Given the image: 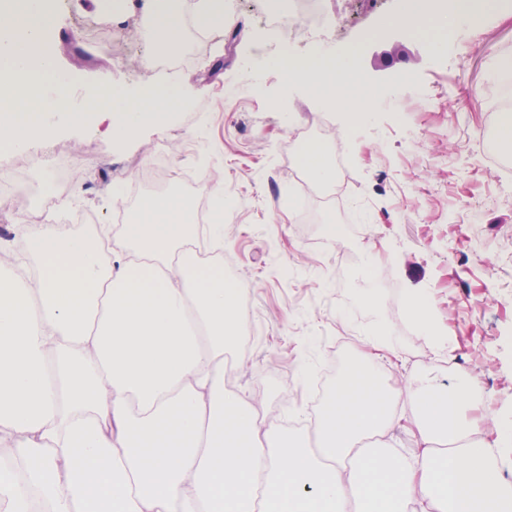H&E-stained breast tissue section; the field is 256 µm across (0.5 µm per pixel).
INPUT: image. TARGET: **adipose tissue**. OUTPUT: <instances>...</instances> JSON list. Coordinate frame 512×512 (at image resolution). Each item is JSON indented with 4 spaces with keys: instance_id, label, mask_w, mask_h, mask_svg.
Returning a JSON list of instances; mask_svg holds the SVG:
<instances>
[{
    "instance_id": "1",
    "label": "adipose tissue",
    "mask_w": 512,
    "mask_h": 512,
    "mask_svg": "<svg viewBox=\"0 0 512 512\" xmlns=\"http://www.w3.org/2000/svg\"><path fill=\"white\" fill-rule=\"evenodd\" d=\"M161 49L181 42L169 0H136ZM44 0H0V142L48 140L57 103L22 116L32 90L59 80ZM283 77L315 99L369 102L354 56H313ZM109 111L79 114L125 139L165 129L185 101L110 91ZM195 216L178 196L145 198L135 219L97 235L48 226L28 260L0 256V512H512L497 469L504 442L477 440L475 382L410 374L407 419L420 452L361 454L385 434L398 393L383 364L354 365L308 433L265 423L252 396L224 388V354L246 313L224 258L198 259Z\"/></svg>"
}]
</instances>
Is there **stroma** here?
<instances>
[{
	"label": "stroma",
	"instance_id": "obj_1",
	"mask_svg": "<svg viewBox=\"0 0 512 512\" xmlns=\"http://www.w3.org/2000/svg\"><path fill=\"white\" fill-rule=\"evenodd\" d=\"M268 2L243 0L223 35L196 38L192 55L156 72L155 48L140 42L143 16L128 0H112L105 11L91 0H49L56 22L48 47L58 69L76 80L71 113L89 109L87 86L122 83L146 92L174 80L189 100L167 130L147 127L121 144L95 127L62 122L51 147L83 161L64 193L70 211L110 223L113 185L131 188L138 162L171 142V173L205 169L237 199L221 230L224 276L244 285L259 326L228 354L236 366L232 389L259 396L266 422L316 418L310 376L344 372L370 351L364 330L386 323L400 349L385 360L388 385L404 390L409 372L427 368L449 386L457 373H470V413L484 441L499 440L512 425V205L497 203L495 175L471 146L493 143L492 107L504 79L492 70L497 58H512V0L453 31L419 34L395 23L400 0H345L346 22L323 46L336 56L356 51L377 92L354 128L345 124L347 106H323L284 81L276 38L260 21ZM464 49L469 65L461 78L456 63ZM404 77L424 100L401 99ZM457 79L462 90L436 94L438 82ZM322 118L344 134L355 192L312 201L305 223L288 203L298 145L292 133L295 124ZM45 180L42 170H30L26 205L0 219V247L35 231L30 215ZM364 251L395 281L373 289L369 302L353 263ZM411 292L433 303L434 326L452 341L449 353L434 356L417 330L398 321V300Z\"/></svg>",
	"mask_w": 512,
	"mask_h": 512
}]
</instances>
